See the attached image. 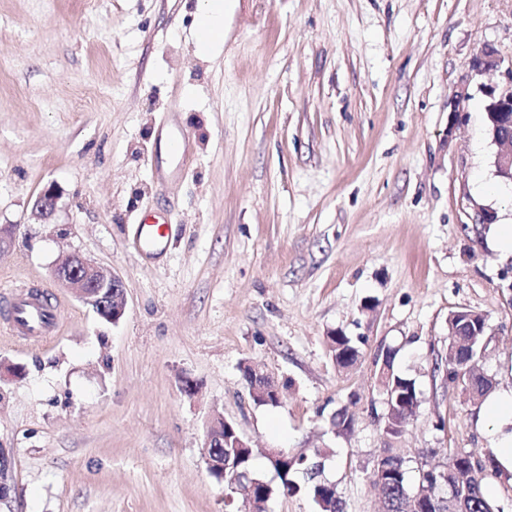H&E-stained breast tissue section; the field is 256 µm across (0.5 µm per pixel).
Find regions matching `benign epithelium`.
<instances>
[{
  "mask_svg": "<svg viewBox=\"0 0 512 512\" xmlns=\"http://www.w3.org/2000/svg\"><path fill=\"white\" fill-rule=\"evenodd\" d=\"M501 65L497 51L486 45L476 55L474 67L479 72L494 71ZM486 96L490 99L487 112L497 135L493 140L504 147L496 157V172L512 181V69L501 86H493ZM58 194L53 185L39 191L33 210L42 223L49 224L56 211ZM53 279L62 287L73 291L84 304L91 307L101 318L114 324L125 313L124 285L120 277L93 261L77 254L68 253L58 258L52 271ZM243 378L252 399L261 402H279L280 390L270 377L253 363L242 368ZM236 437V447L248 448L250 444L222 416L214 418L205 436L204 458L208 470L215 476L224 477V440ZM14 481L8 451L0 448V504L11 500Z\"/></svg>",
  "mask_w": 512,
  "mask_h": 512,
  "instance_id": "obj_1",
  "label": "benign epithelium"
}]
</instances>
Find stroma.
Returning a JSON list of instances; mask_svg holds the SVG:
<instances>
[{
    "instance_id": "stroma-1",
    "label": "stroma",
    "mask_w": 512,
    "mask_h": 512,
    "mask_svg": "<svg viewBox=\"0 0 512 512\" xmlns=\"http://www.w3.org/2000/svg\"><path fill=\"white\" fill-rule=\"evenodd\" d=\"M226 2L224 43L202 55L199 0H0V225L16 228L0 287L48 295L60 325L36 344L0 334V361L23 369L0 374L15 480L0 512H237L204 460L218 415L271 484L267 449L316 457L344 512H378L383 449L413 474L453 449L487 457L478 405L435 367L465 308L488 319L482 371L512 388V257L479 221L512 224L483 93L512 67V0ZM485 45L499 70L474 68ZM171 121L192 154L162 183ZM147 212L168 219L155 257L135 244ZM71 252L123 279L117 324L51 280ZM338 331L360 341L348 369ZM389 350L420 401L397 439ZM247 362L278 405L253 403ZM58 194L55 187L50 184L44 187L37 194L33 202V210L41 224H49L56 211V202ZM331 339L335 343V347L332 346L331 351L338 366H346L355 360L358 349L349 337L336 333V336H331ZM242 373L252 400L258 399L261 405H268L262 402L274 401L279 403L280 390L278 385L257 365L253 363L244 364Z\"/></svg>"
}]
</instances>
